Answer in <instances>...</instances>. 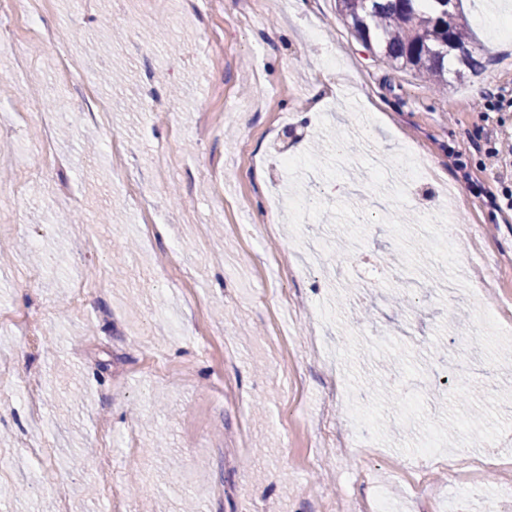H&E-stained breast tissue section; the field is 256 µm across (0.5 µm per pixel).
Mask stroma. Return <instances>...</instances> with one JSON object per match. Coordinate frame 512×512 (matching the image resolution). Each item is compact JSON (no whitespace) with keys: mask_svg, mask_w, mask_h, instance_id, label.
Here are the masks:
<instances>
[{"mask_svg":"<svg viewBox=\"0 0 512 512\" xmlns=\"http://www.w3.org/2000/svg\"><path fill=\"white\" fill-rule=\"evenodd\" d=\"M239 2L41 0L0 47V512H319L377 485L422 512L395 470L452 499L430 434L512 435V330L433 292L455 267L422 232L446 215L512 309V165L485 155L512 137V0H462L483 67L444 92L336 0Z\"/></svg>","mask_w":512,"mask_h":512,"instance_id":"obj_1","label":"stroma"}]
</instances>
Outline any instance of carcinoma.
Here are the masks:
<instances>
[{"mask_svg":"<svg viewBox=\"0 0 512 512\" xmlns=\"http://www.w3.org/2000/svg\"><path fill=\"white\" fill-rule=\"evenodd\" d=\"M356 37L390 65L448 85V61L458 78L477 72L469 32L448 0H337Z\"/></svg>","mask_w":512,"mask_h":512,"instance_id":"1","label":"carcinoma"}]
</instances>
